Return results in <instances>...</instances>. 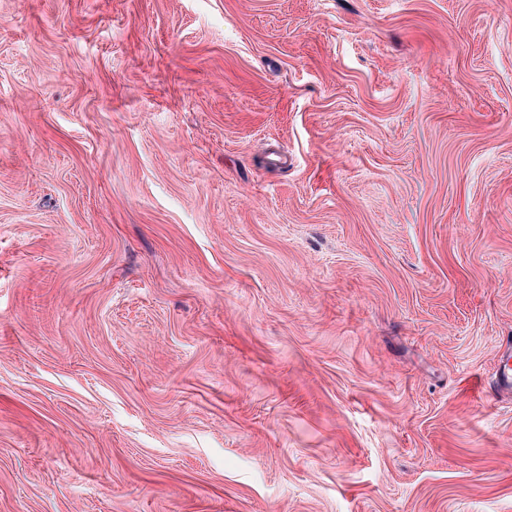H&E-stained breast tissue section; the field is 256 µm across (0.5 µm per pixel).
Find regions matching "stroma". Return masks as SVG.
Returning <instances> with one entry per match:
<instances>
[{"mask_svg":"<svg viewBox=\"0 0 512 512\" xmlns=\"http://www.w3.org/2000/svg\"><path fill=\"white\" fill-rule=\"evenodd\" d=\"M512 0H0V512H512Z\"/></svg>","mask_w":512,"mask_h":512,"instance_id":"stroma-1","label":"stroma"}]
</instances>
